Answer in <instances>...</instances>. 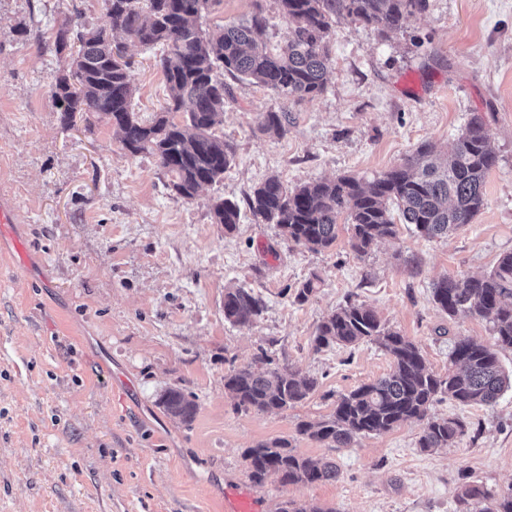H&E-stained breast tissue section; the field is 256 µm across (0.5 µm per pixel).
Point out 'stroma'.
Segmentation results:
<instances>
[{
    "mask_svg": "<svg viewBox=\"0 0 512 512\" xmlns=\"http://www.w3.org/2000/svg\"><path fill=\"white\" fill-rule=\"evenodd\" d=\"M258 10L271 45H283L277 0H220L201 25ZM74 18L109 26L103 0H0V201L13 205L30 248L25 268L0 250V512H225V498L241 492L260 512L287 500L334 512H479L477 501L458 504L463 484L511 490L512 390L491 405L434 403L431 416L459 418L467 431L432 452L421 451L416 420L349 448L297 426L391 369L371 342L315 348L322 318L346 302L373 309L440 375L458 338L493 344L489 323L448 317L432 288L489 272L512 252V0H427L387 33L338 19L326 86L312 98L225 76L216 133L234 161L191 200L172 191L156 156L124 149L110 123H63L51 86L69 57L54 42ZM127 54L132 109L151 120L168 99L164 49L131 42ZM270 110L290 115L282 136L258 129ZM476 116L497 163L483 209L448 237L400 223L396 237L360 255L343 224L330 249L314 252L247 207L271 175L291 189L341 175L371 181L421 143L448 150ZM219 198L240 207L229 235L213 221ZM313 277L316 291L297 303L295 288ZM231 287L263 300L253 324L225 320ZM263 349L316 378V391L285 412L236 409L224 377ZM171 388L194 397L191 422L164 411ZM279 437L335 461L339 478L253 482L245 450Z\"/></svg>",
    "mask_w": 512,
    "mask_h": 512,
    "instance_id": "1",
    "label": "stroma"
}]
</instances>
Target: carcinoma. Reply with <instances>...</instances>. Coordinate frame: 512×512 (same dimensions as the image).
Returning a JSON list of instances; mask_svg holds the SVG:
<instances>
[{"instance_id": "carcinoma-1", "label": "carcinoma", "mask_w": 512, "mask_h": 512, "mask_svg": "<svg viewBox=\"0 0 512 512\" xmlns=\"http://www.w3.org/2000/svg\"><path fill=\"white\" fill-rule=\"evenodd\" d=\"M219 0H104L110 31L142 45H161L169 99L152 121L131 111L134 89L128 78L130 62L123 45L103 30L60 29L56 48L73 41L69 74L56 80L53 97L63 121L75 114L104 118L121 135L132 155L149 152L171 174L172 189L192 199L205 185L224 178L233 161L232 147L216 135L224 115V82L218 71L250 78L285 98L314 97L325 87L332 22L347 16L382 31H395L404 20L426 8V0H278L288 22L284 46L265 40L266 19L259 13L214 31L202 30L198 20ZM186 119L177 123L172 113ZM288 112L259 114V129L282 135ZM483 122L472 119L459 134L450 156L440 161L433 147L417 148L400 166L365 185L351 176L317 181L288 189L277 176L258 184L248 197L252 213L279 227L288 239L313 251L331 247L337 238L338 218L346 215L351 246L367 253L379 240L396 236L391 208L401 220L433 239L471 223L484 205L487 173L496 165ZM214 223L231 234L240 220L238 206L226 200L212 206ZM433 301L450 316L459 312L478 316L492 325L494 345L471 338L454 345L448 373L430 371L419 348L399 332L381 324L370 308L355 303L340 306L317 328V347L352 346L373 342L388 353L392 368L385 376L341 396L333 411L302 422L298 432L330 448H349L356 439L389 431L407 421L425 422L419 448L429 451L452 445L466 432L458 418H431L433 403L448 398L462 405L493 404L512 381L503 371L496 348L512 349V252L501 255L481 277L440 279ZM263 303L247 288L224 293V318L238 326L253 323ZM224 388L238 410L286 411L317 388V380L274 363L261 351L253 363L224 377ZM165 410L188 423L197 404L184 392L170 389L163 396ZM249 477L256 483L274 476L284 484L335 481L336 463L294 452L286 438L258 443L245 451ZM461 502L481 498L482 512H512V491L493 495L465 484Z\"/></svg>"}]
</instances>
